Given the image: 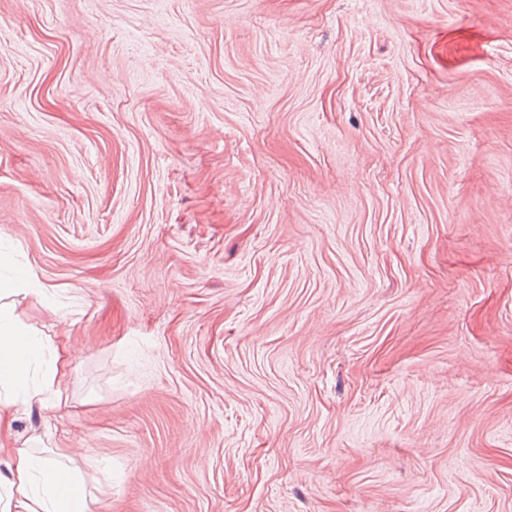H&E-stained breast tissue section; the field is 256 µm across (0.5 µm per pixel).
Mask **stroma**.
<instances>
[{
	"label": "stroma",
	"mask_w": 512,
	"mask_h": 512,
	"mask_svg": "<svg viewBox=\"0 0 512 512\" xmlns=\"http://www.w3.org/2000/svg\"><path fill=\"white\" fill-rule=\"evenodd\" d=\"M0 251L96 512H512V0H0Z\"/></svg>",
	"instance_id": "1"
}]
</instances>
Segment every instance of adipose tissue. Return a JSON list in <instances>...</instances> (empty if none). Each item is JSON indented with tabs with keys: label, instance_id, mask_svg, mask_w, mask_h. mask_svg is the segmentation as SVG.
Segmentation results:
<instances>
[{
	"label": "adipose tissue",
	"instance_id": "obj_1",
	"mask_svg": "<svg viewBox=\"0 0 512 512\" xmlns=\"http://www.w3.org/2000/svg\"><path fill=\"white\" fill-rule=\"evenodd\" d=\"M29 275L0 279V512H94L83 474L63 462L64 449L44 456L27 448L6 447L11 422L18 410L31 406L54 408L61 397L63 366L51 336L32 330L2 305L4 297L28 292ZM45 365L39 381H31L30 368Z\"/></svg>",
	"mask_w": 512,
	"mask_h": 512
}]
</instances>
